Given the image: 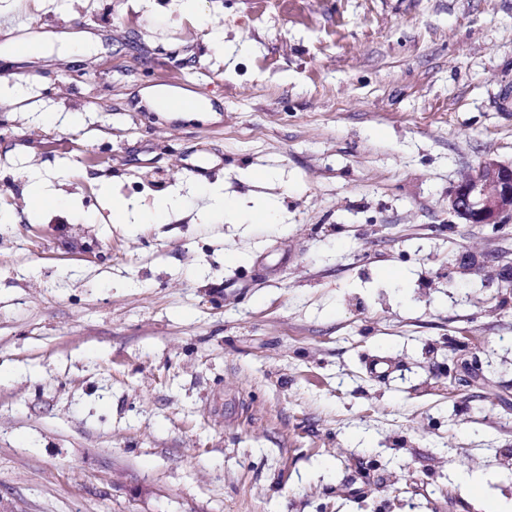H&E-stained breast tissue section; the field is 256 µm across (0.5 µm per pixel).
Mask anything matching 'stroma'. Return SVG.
Instances as JSON below:
<instances>
[{
  "label": "stroma",
  "instance_id": "1",
  "mask_svg": "<svg viewBox=\"0 0 512 512\" xmlns=\"http://www.w3.org/2000/svg\"><path fill=\"white\" fill-rule=\"evenodd\" d=\"M177 2L0 0V503L511 505L512 226L448 191L512 162V0ZM21 34L98 46L19 58ZM204 184L273 221L204 213Z\"/></svg>",
  "mask_w": 512,
  "mask_h": 512
}]
</instances>
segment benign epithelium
<instances>
[{
	"label": "benign epithelium",
	"instance_id": "7a95c632",
	"mask_svg": "<svg viewBox=\"0 0 512 512\" xmlns=\"http://www.w3.org/2000/svg\"><path fill=\"white\" fill-rule=\"evenodd\" d=\"M448 213L464 224L501 229L512 222V162L480 158L448 191Z\"/></svg>",
	"mask_w": 512,
	"mask_h": 512
}]
</instances>
